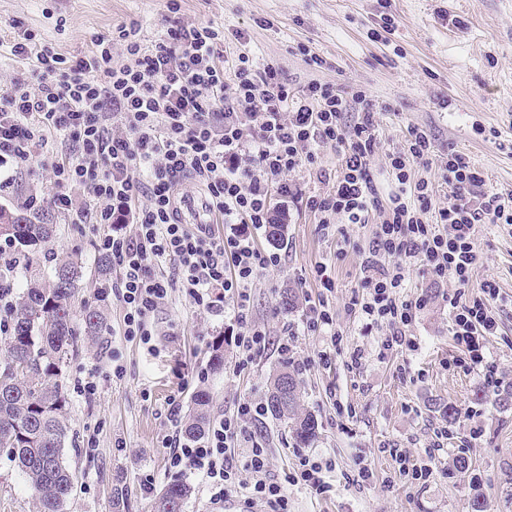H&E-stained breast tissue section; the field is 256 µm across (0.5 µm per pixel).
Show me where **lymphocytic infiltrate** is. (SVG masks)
<instances>
[{"label": "lymphocytic infiltrate", "instance_id": "1", "mask_svg": "<svg viewBox=\"0 0 512 512\" xmlns=\"http://www.w3.org/2000/svg\"><path fill=\"white\" fill-rule=\"evenodd\" d=\"M168 10L153 45L143 46L138 23H122L111 36L92 39L90 49L71 62L31 32L18 33L9 52L32 60L33 67L0 84V169L37 163L47 133L72 145V157L51 165L56 190L47 204L56 213L111 226L97 249L119 271L112 294L124 309L125 340L149 344L152 316L178 287L209 314L230 313L237 364H252L269 333L251 317V284L281 262L278 253L255 246L252 232L276 222L272 196H297L291 173L316 165L318 148L330 147L340 152L332 187L307 196L306 209L325 230L368 223L375 211L382 218L351 311L364 326L388 327L381 347L393 349L406 344L417 307L402 294L409 268L438 278L453 275L457 287L445 297L452 338L465 368L481 372L487 386H499L483 342L497 329L492 303L499 289L487 280L479 295L469 297L465 288L477 270L475 227L512 224V192L486 189L483 171L452 150L439 165L448 199L435 204L429 181L411 173L412 163H428L432 141L411 125L404 149L389 156L395 188L381 195L371 162L383 105L361 89L343 95L332 82L314 80L289 92L275 67H256L243 53L234 60L225 56L224 33L213 24L185 23L178 0H168ZM117 43L125 62L112 60ZM187 183L205 195L212 223L181 222L176 194ZM75 186L87 191L95 210L77 207ZM165 265L173 275L162 274ZM309 313V331L326 338L317 357L329 363L343 334L326 299ZM260 416L259 407L244 401L211 423L200 442L172 437L169 473L201 474L218 508L237 493L263 503L265 512H289L287 485L329 492L321 466L307 459L286 483L268 480L269 456L257 442L243 462L233 461L229 450L244 440V421Z\"/></svg>", "mask_w": 512, "mask_h": 512}]
</instances>
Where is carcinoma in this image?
<instances>
[{
    "mask_svg": "<svg viewBox=\"0 0 512 512\" xmlns=\"http://www.w3.org/2000/svg\"><path fill=\"white\" fill-rule=\"evenodd\" d=\"M55 214L48 208L20 214L0 210V223L9 225L4 236L27 256L26 291L11 307V326L0 353V451L17 463L35 494L36 512H63L73 493V473L63 457L68 426L65 418L62 366L78 342H104L108 332L103 307L86 305L75 312L72 301L81 288L84 270L74 254L55 258L49 278L37 276L33 255L55 233ZM288 378L292 390L278 400L279 381ZM301 381L287 369L270 381L267 410L283 423L298 446L308 447L318 424L303 411ZM211 405L206 389L193 398L184 427L189 442L201 439ZM191 487L180 480L164 485L153 500L152 512H183Z\"/></svg>",
    "mask_w": 512,
    "mask_h": 512,
    "instance_id": "cac0c4a2",
    "label": "carcinoma"
}]
</instances>
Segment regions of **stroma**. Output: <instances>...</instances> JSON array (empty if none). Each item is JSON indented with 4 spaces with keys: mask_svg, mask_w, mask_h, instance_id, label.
Listing matches in <instances>:
<instances>
[{
    "mask_svg": "<svg viewBox=\"0 0 512 512\" xmlns=\"http://www.w3.org/2000/svg\"><path fill=\"white\" fill-rule=\"evenodd\" d=\"M182 20L223 27L228 56L249 54L258 65H273L290 88L318 80L342 90L363 88L370 98L390 104L378 118V150L372 169L387 186L388 156L405 146L406 128L428 131L435 156L449 149L467 155L483 170L488 186L512 191V0H180ZM167 0H0V41H12L17 28L35 34L64 57L83 55L93 34H108L118 24L138 22L144 45L159 38ZM468 20L467 29L450 28L447 19ZM315 53L322 65L307 63ZM499 134L485 139V130ZM62 139H48L38 164L19 169L0 190V209L22 213L30 196L55 191L51 164L68 156ZM338 224L319 230L313 216L297 201L279 241L267 228L253 233L261 249L279 248L278 267L260 273L252 285V318L272 337H287L284 354L269 347L245 369L235 366L236 348L228 320L195 308L181 290L151 319L149 344L124 340L119 334L123 308L114 297L100 299L101 283L86 275L76 306L104 302L110 331L104 344L82 345L63 369L72 446L65 460L75 488L65 512H113L112 491L121 488L129 512H151L156 493L172 475L165 464L167 437L175 433L167 402L177 397L190 406L200 387L212 396L211 416L234 409L239 402H262L270 378L286 368L304 386V407L319 425V438L300 448L271 416L247 423L248 435L268 451V478L283 481L307 457L322 465L331 490L319 495L298 484L287 488L290 512H472L474 496L484 497L492 512H512V405L502 391L512 390V224H480L475 231L479 267L470 295L484 280L495 281L500 296L493 305L498 329L484 340L503 381L501 391L485 388L479 372L457 365L461 351L451 332L444 294L454 291L453 277L438 280L411 270L404 293L420 300L406 334L415 348L380 349L384 327L371 331L347 304L360 289L361 252L379 224ZM106 224H74L57 219L52 250L34 259L50 272L53 252L79 250L86 268H93V242L108 233ZM325 263L332 293L315 278ZM295 289L297 303L285 311L282 299ZM327 295L343 333V352L331 364L320 363V336L306 327L311 302ZM224 341V368L210 369L211 344ZM362 348L361 366L348 364L349 353ZM120 354L122 377L112 374V356ZM207 370L199 385L195 373ZM94 378L98 390L82 387ZM486 397L475 401L474 393ZM456 409L453 421L440 413ZM448 431V453L431 462L424 448ZM467 452L472 467L465 480L450 473L453 455ZM429 466L425 485L400 476L395 453ZM373 476L358 479L360 466ZM0 512H34L33 492L18 468L0 452Z\"/></svg>",
    "mask_w": 512,
    "mask_h": 512,
    "instance_id": "35a3bbf8",
    "label": "stroma"
}]
</instances>
